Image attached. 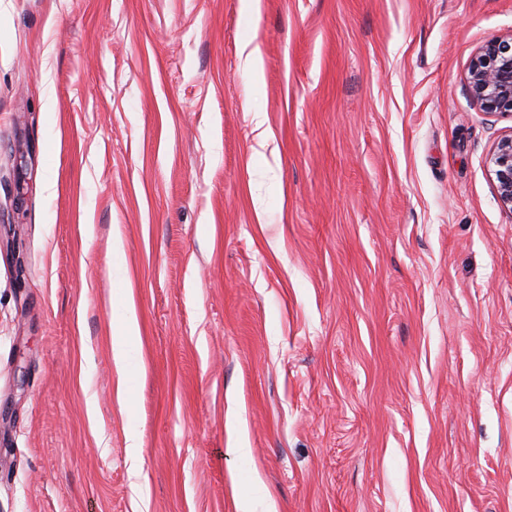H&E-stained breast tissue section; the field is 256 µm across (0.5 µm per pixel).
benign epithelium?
<instances>
[{
  "label": "benign epithelium",
  "instance_id": "1",
  "mask_svg": "<svg viewBox=\"0 0 512 512\" xmlns=\"http://www.w3.org/2000/svg\"><path fill=\"white\" fill-rule=\"evenodd\" d=\"M467 83L484 111L512 112V37L493 39L482 46L470 64ZM489 166L500 202L512 209V135L498 141Z\"/></svg>",
  "mask_w": 512,
  "mask_h": 512
}]
</instances>
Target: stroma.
Segmentation results:
<instances>
[{
    "instance_id": "obj_1",
    "label": "stroma",
    "mask_w": 512,
    "mask_h": 512,
    "mask_svg": "<svg viewBox=\"0 0 512 512\" xmlns=\"http://www.w3.org/2000/svg\"><path fill=\"white\" fill-rule=\"evenodd\" d=\"M511 34L512 0H0V512H512V115L466 86ZM500 202L512 209V135L498 141L489 157ZM138 335L137 323L132 312L126 314L113 325V357L120 374V380L125 382L127 369L132 363L133 343Z\"/></svg>"
}]
</instances>
